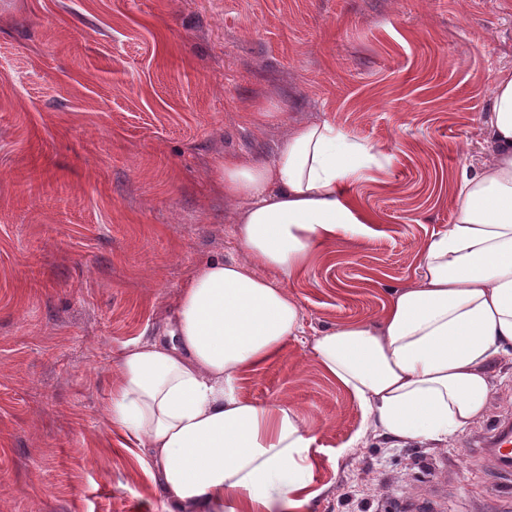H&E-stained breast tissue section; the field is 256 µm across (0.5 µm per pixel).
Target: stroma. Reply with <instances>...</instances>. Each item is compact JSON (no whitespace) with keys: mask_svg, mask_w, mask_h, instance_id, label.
<instances>
[{"mask_svg":"<svg viewBox=\"0 0 512 512\" xmlns=\"http://www.w3.org/2000/svg\"><path fill=\"white\" fill-rule=\"evenodd\" d=\"M508 69L512 0H0V512H167L109 434L110 366L197 264L240 257L217 164L323 120L386 155L349 185L374 222L289 282L304 333L242 392L317 436L310 512H512L482 446L512 422V361L448 447L371 436L340 456L362 411L309 353L417 276Z\"/></svg>","mask_w":512,"mask_h":512,"instance_id":"stroma-1","label":"stroma"}]
</instances>
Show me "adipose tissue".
I'll return each mask as SVG.
<instances>
[{"instance_id":"ef3b65f1","label":"adipose tissue","mask_w":512,"mask_h":512,"mask_svg":"<svg viewBox=\"0 0 512 512\" xmlns=\"http://www.w3.org/2000/svg\"><path fill=\"white\" fill-rule=\"evenodd\" d=\"M490 98L488 155L461 169L454 221L420 247L418 277L391 290L378 323L332 327L310 346L363 411L351 447L368 432L447 447L487 412L491 374L512 358V71ZM381 164L326 120L293 128L272 160L218 165L244 257L196 266L163 334L127 345L110 381V428L149 449L168 512H306L315 435L296 408L240 385L302 335L286 283L366 233L373 218L345 185Z\"/></svg>"}]
</instances>
